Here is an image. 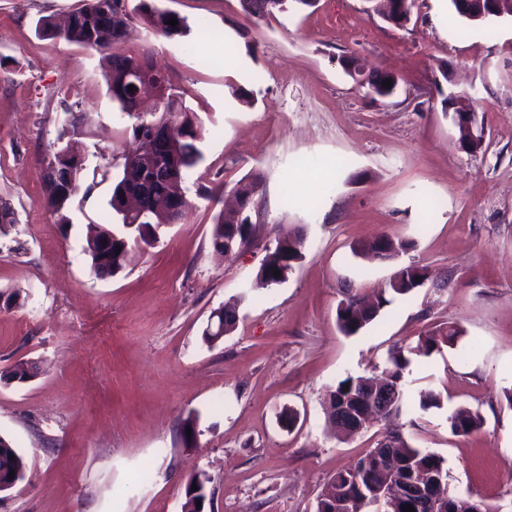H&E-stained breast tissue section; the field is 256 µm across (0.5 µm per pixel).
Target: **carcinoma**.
<instances>
[{"mask_svg":"<svg viewBox=\"0 0 512 512\" xmlns=\"http://www.w3.org/2000/svg\"><path fill=\"white\" fill-rule=\"evenodd\" d=\"M296 6L312 7L315 0H240L242 10L255 18H266L275 13L288 11V2ZM85 5L71 13L64 25H59L47 17L39 21V30L49 36L60 37L69 42L79 44L87 49L99 50L98 40L105 32L112 33L110 42L104 52L109 54L110 71L108 74L109 89L112 101L119 104L121 112L136 119L132 125L133 133L143 127L147 120H157L171 124V140L154 149L152 163L139 162L126 157L122 164V173L116 182L110 205L120 216L121 227L117 229L101 228L94 238L88 240L86 252L90 257L91 267L98 276H114L123 268L126 254L124 247L140 240L145 246L154 243L153 230L168 223L166 211L169 200L173 197L186 198L184 183L189 173L202 160L198 141V117L191 112L180 95L172 86L170 79L158 70L148 55L134 53L124 47L125 38L116 31L133 21L141 20L153 33L167 39L185 38L190 35L191 28L185 18L160 10L152 0H139L132 10H123L120 18H114V0H84ZM177 21V25L167 24V20ZM146 78L163 88L160 97L158 114L146 118L133 109V93L128 91L132 80ZM58 165L63 173L64 184L47 190L46 202L56 214L62 213L69 201L78 190V175L83 169V162L61 158V151L53 153L48 165ZM153 186V191L144 197L143 213L129 217L121 208L124 191L131 185ZM231 192L243 199L252 200L257 192V182L250 177L233 182ZM16 223L15 213L10 203L0 199V235L7 234ZM254 227L248 213L234 217L225 210H220L214 217L212 241L215 247L224 249V255H232L235 250L247 245L253 237ZM413 243L401 241L397 244L380 237L369 242L361 249L372 251L385 257L395 250H409ZM304 258V239L300 235H286L275 239V245L266 249V255L258 270L270 285H279L288 277L295 266ZM280 276H274V271ZM427 280L426 269L419 265H408L401 268L389 281L387 286L371 295L356 298L349 297L341 301L336 310L337 325L346 335H355L367 328L390 303L386 294L407 295L422 287ZM220 314L214 323L206 326L202 332L203 341L212 346L225 335L232 332L236 324L235 312L218 308ZM462 330L450 324L431 330L414 342H405L390 351L385 368L379 378L363 376H347L337 382L326 394L325 404L333 407L345 405L355 414L362 416L372 414L380 419L398 418L403 414L418 410L427 412L432 408L442 407L441 395L433 389L418 392L417 399H411L403 386L404 374L421 357H428L439 352L445 346L457 344ZM33 377L32 367L26 362L13 365L3 373L7 380L25 383ZM384 382L392 391L386 405L380 406L374 397V390ZM448 423L453 433L471 435L480 431L482 418L476 411L460 409L448 416ZM384 441L393 444L394 454L401 460V466L393 468L381 467L375 462V453ZM15 472L14 480L21 482L26 477L24 457L6 439L0 437V474L9 475ZM432 473L438 478L437 484L430 492L443 503L460 500L462 496L454 494L448 487V473L445 459L441 456L420 448L413 438L399 431H391L381 436L375 447L359 459L355 464L344 467L327 482L325 489L332 492L328 499L318 496L313 512H403L406 504L418 508V498L407 497L405 500L393 502L384 497V488L391 484L406 483L411 486L419 484V476ZM211 478L203 471L192 473L185 485V501L182 512H201L196 502L210 500L208 485ZM197 489H192V486Z\"/></svg>","mask_w":512,"mask_h":512,"instance_id":"obj_1","label":"carcinoma"}]
</instances>
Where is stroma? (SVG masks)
<instances>
[{"label": "stroma", "mask_w": 512, "mask_h": 512, "mask_svg": "<svg viewBox=\"0 0 512 512\" xmlns=\"http://www.w3.org/2000/svg\"><path fill=\"white\" fill-rule=\"evenodd\" d=\"M155 2L185 17L190 35L173 41L136 22L127 45L184 92L203 159L186 183L192 208L100 278L87 233L119 221L109 201L136 147L132 121L112 101L107 59L36 31L81 0H0V198L17 219L0 235V289L18 294L0 303V371L36 368L28 382L0 381V436L27 467L0 493V512H181L195 471L212 480L211 512H313L336 470L388 428L442 456L453 492L512 512V16L471 24L444 0H414L397 27L366 0H317L257 22L239 0ZM350 55L397 77L395 94L367 97L341 65ZM232 82L247 99L231 96ZM450 92L466 93L484 127L481 151L462 149L442 103ZM71 112L88 117L79 131L65 128ZM67 145L85 163L60 216L45 173ZM324 171L327 188L302 191L301 177ZM245 176L260 179L256 230L227 257L211 242L220 206L209 196ZM299 226L304 259L284 283L261 285L276 232ZM382 236L413 247L359 254ZM409 264L426 267V285L343 334L346 293L371 294ZM228 302L233 332L205 344L211 313ZM448 323L461 340L407 378L410 391L439 392L442 408L345 440L331 433L329 387L374 374L395 345ZM285 408L294 428L278 422ZM461 408L480 413L478 433H452Z\"/></svg>", "instance_id": "obj_1"}]
</instances>
